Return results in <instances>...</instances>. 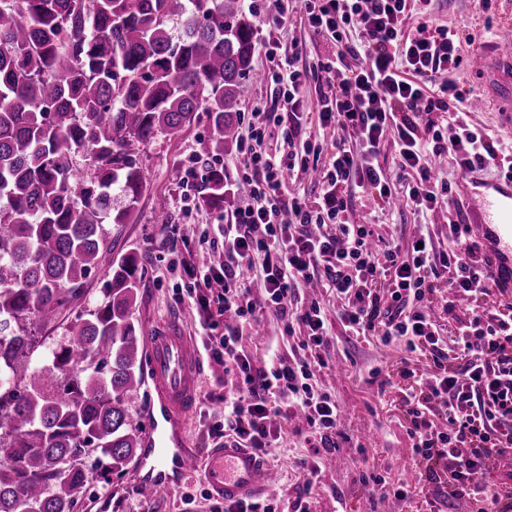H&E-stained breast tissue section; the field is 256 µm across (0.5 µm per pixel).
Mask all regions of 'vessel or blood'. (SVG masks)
I'll use <instances>...</instances> for the list:
<instances>
[{"label":"vessel or blood","instance_id":"obj_1","mask_svg":"<svg viewBox=\"0 0 512 512\" xmlns=\"http://www.w3.org/2000/svg\"><path fill=\"white\" fill-rule=\"evenodd\" d=\"M476 67L482 93L471 111L496 113L499 126L512 132L511 30L482 46ZM469 202L475 227L495 254L493 271L503 287H511L512 176L473 191ZM142 361L156 400L150 405L154 425L137 459L138 468H150L151 473L139 477V485L158 490L173 477L197 471L210 496L227 503L274 494L278 476L253 449L228 441L200 457L190 448L186 417L200 399L202 361L179 316H168L144 336Z\"/></svg>","mask_w":512,"mask_h":512}]
</instances>
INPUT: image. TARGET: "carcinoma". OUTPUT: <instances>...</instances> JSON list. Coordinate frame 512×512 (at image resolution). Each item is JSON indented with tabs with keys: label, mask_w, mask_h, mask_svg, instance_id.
Masks as SVG:
<instances>
[{
	"label": "carcinoma",
	"mask_w": 512,
	"mask_h": 512,
	"mask_svg": "<svg viewBox=\"0 0 512 512\" xmlns=\"http://www.w3.org/2000/svg\"><path fill=\"white\" fill-rule=\"evenodd\" d=\"M254 49L240 0H0V512H74L87 455L114 471L134 459L138 265L112 255L105 225L137 212L159 135L205 112L203 152L224 154ZM223 204L213 167L198 206ZM99 268L102 303L39 350L30 325L56 322Z\"/></svg>",
	"instance_id": "carcinoma-1"
}]
</instances>
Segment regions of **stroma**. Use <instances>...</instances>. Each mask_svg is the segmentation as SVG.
Returning a JSON list of instances; mask_svg holds the SVG:
<instances>
[{"label":"stroma","mask_w":512,"mask_h":512,"mask_svg":"<svg viewBox=\"0 0 512 512\" xmlns=\"http://www.w3.org/2000/svg\"><path fill=\"white\" fill-rule=\"evenodd\" d=\"M244 10L256 25V40L264 42L277 34L284 48L301 46L298 66L324 57L329 44L315 34L303 10H294L286 26L279 31L268 24L271 0H245ZM424 11L436 24L457 32L462 43L463 61L450 70L448 81L468 98L481 92L475 57L483 43L506 25L512 26V13H505L502 0H428ZM211 132L207 113H198L191 126L157 137L145 149L141 161L148 183L132 224H110L107 241L114 254L141 256L138 295L134 317L141 331L161 321L166 314L180 315L187 332L200 336V313L190 298L191 279L181 266L182 260L203 261L210 252L214 236L213 212L188 208L181 187L183 165L199 154L200 143ZM435 173L450 180L454 204L451 213L437 212L420 218L409 206L369 211L355 205L351 218L360 222L395 224L404 238H411L417 224L427 222L439 247L448 245V221L472 223L466 180L449 165L447 157L437 158ZM401 353L395 346L380 342L341 341L337 366L322 370L317 380L335 393L348 436L343 447L323 455L321 471L312 487H304L297 464L306 454L301 438L288 433L265 459L277 472L279 487L271 501L285 505L300 494H308L311 512H423L426 502H434L438 512H470L465 500H448L438 484L426 486V497L399 503L372 496L361 482L363 463H371L401 477L416 474L411 442L406 434L404 412L397 391L379 394L377 384L369 380L371 369L398 362ZM224 422V369L212 358H204L201 398L189 423L191 446L204 452L217 442L216 428ZM134 466L124 470H104L86 486L75 512H224L223 502L210 499L200 477L158 490L150 502H142L136 493ZM259 498V505H266Z\"/></svg>","instance_id":"stroma-1"}]
</instances>
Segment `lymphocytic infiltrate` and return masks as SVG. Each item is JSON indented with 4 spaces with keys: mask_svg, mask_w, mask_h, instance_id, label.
<instances>
[{
    "mask_svg": "<svg viewBox=\"0 0 512 512\" xmlns=\"http://www.w3.org/2000/svg\"><path fill=\"white\" fill-rule=\"evenodd\" d=\"M274 27L304 8L314 33L332 46L311 67H296L301 48L279 39L261 46L264 81L277 99L271 111L238 113V164L250 186L245 201L221 216L224 260L193 268L196 302L208 308L219 290L230 315L211 337L224 366V437L266 450L294 426L311 455L300 461L305 484L319 472V457L346 441L335 396L314 382L339 336L398 344L407 382L401 404L419 472L443 485L449 498L467 499L471 512H512V476L498 465L512 457V307L486 303L494 281L489 259L471 227L449 222L448 246L437 248L430 230L403 241L396 225L377 230L350 220L354 200L381 207L400 182L418 214L450 203L451 186L432 175L433 157L445 154L464 175L512 157L504 144L459 124L444 138L447 112L466 111L465 98L442 82L463 61L461 43L431 20L410 26L412 0H275ZM363 44H355L353 34ZM322 85L316 111L303 109L308 82ZM334 134L332 146L302 141L308 124ZM280 135L287 150L266 149ZM397 152L386 173L378 153L386 139ZM321 174L314 197L290 193L294 171ZM449 298L435 301L440 282ZM322 288L338 302L328 319L305 291ZM471 303L459 321L461 300ZM269 317L298 341L287 358L254 366L240 341L245 328ZM429 356L432 372L409 366V355Z\"/></svg>",
    "mask_w": 512,
    "mask_h": 512,
    "instance_id": "1",
    "label": "lymphocytic infiltrate"
}]
</instances>
